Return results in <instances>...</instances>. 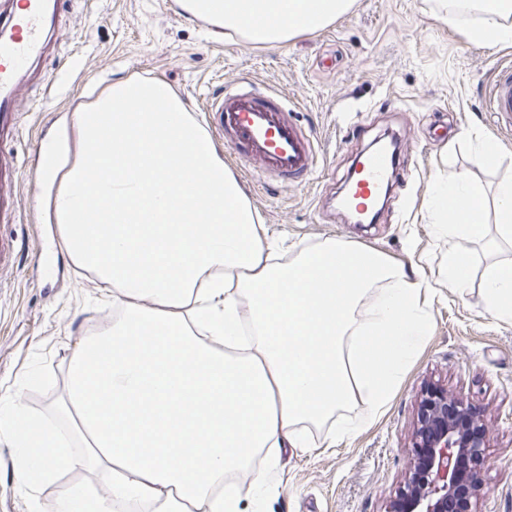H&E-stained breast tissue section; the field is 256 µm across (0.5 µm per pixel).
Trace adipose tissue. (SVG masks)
Segmentation results:
<instances>
[{"mask_svg": "<svg viewBox=\"0 0 512 512\" xmlns=\"http://www.w3.org/2000/svg\"><path fill=\"white\" fill-rule=\"evenodd\" d=\"M352 0H187L192 18L276 46ZM86 151L49 146V202L75 264L118 316L74 344L52 419L0 398V440L25 486L57 484L53 512H242L269 488L264 448L352 436L386 408L431 328L428 277L341 239L278 261L258 214L165 84L130 78L73 115ZM445 279L469 291L470 244L512 247V179L485 203L462 173L434 184ZM493 226H486V214ZM485 313L512 322V259L491 264Z\"/></svg>", "mask_w": 512, "mask_h": 512, "instance_id": "ef3b65f1", "label": "adipose tissue"}]
</instances>
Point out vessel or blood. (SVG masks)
<instances>
[{"mask_svg": "<svg viewBox=\"0 0 512 512\" xmlns=\"http://www.w3.org/2000/svg\"><path fill=\"white\" fill-rule=\"evenodd\" d=\"M48 15L31 0H0V182L17 181L18 169L6 146L19 135L13 86L27 75L47 47ZM490 112L512 128V67L501 70L490 90ZM214 139L226 140L238 166L255 165L265 183L307 180L317 164L318 144L310 131L288 117L287 99L241 80L213 92L206 106ZM392 155L362 157L346 180L351 204L370 206L389 184Z\"/></svg>", "mask_w": 512, "mask_h": 512, "instance_id": "vessel-or-blood-1", "label": "vessel or blood"}]
</instances>
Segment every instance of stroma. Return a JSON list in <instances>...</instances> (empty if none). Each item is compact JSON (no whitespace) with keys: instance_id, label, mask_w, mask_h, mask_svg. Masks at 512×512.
<instances>
[{"instance_id":"35a3bbf8","label":"stroma","mask_w":512,"mask_h":512,"mask_svg":"<svg viewBox=\"0 0 512 512\" xmlns=\"http://www.w3.org/2000/svg\"><path fill=\"white\" fill-rule=\"evenodd\" d=\"M441 0H353L325 28L264 47L237 33H218L175 11L170 0H63L47 53L19 80L14 98L20 134L14 143L20 180L12 185L18 217L10 233L22 243L15 264L0 271V396L22 389L29 413L50 417L63 393L74 342L112 323L91 273L67 257L56 225L47 223V194L35 190L30 167L43 144L80 148L72 116L109 85L129 77L161 80L205 120L211 93L243 78L286 95L291 118L318 141L319 167L306 182L264 187L258 175L234 170L267 237L294 246L342 238L380 250L431 281V331L385 412L333 448L326 430L311 428L312 448L278 452L273 490L244 512H387L410 466L420 392L431 383L479 407L489 430L478 512H512V322L490 318L480 288L493 261L472 244L473 280L467 299L444 277L447 240L427 211L434 182L461 172L485 195L512 176V129L497 124L486 98L512 43H469L462 28L500 23V15L440 21ZM362 120L365 135L350 136ZM401 140L394 197L378 223L350 224L336 200L358 155L379 138ZM490 138L497 159H479L475 146ZM41 229L49 283L33 277L31 234ZM54 490L19 484L11 451L0 443V512H52Z\"/></svg>"}]
</instances>
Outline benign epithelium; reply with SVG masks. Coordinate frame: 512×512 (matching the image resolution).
<instances>
[{
	"label": "benign epithelium",
	"mask_w": 512,
	"mask_h": 512,
	"mask_svg": "<svg viewBox=\"0 0 512 512\" xmlns=\"http://www.w3.org/2000/svg\"><path fill=\"white\" fill-rule=\"evenodd\" d=\"M485 447L486 430L471 403L441 389H426L411 444L407 489L388 512H458L456 502L462 497L473 506L483 491Z\"/></svg>",
	"instance_id": "obj_1"
}]
</instances>
